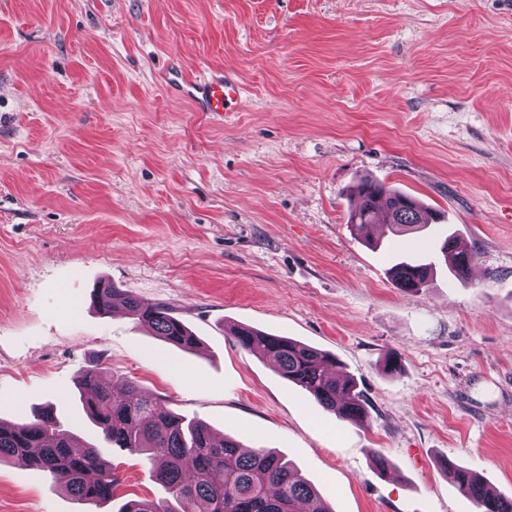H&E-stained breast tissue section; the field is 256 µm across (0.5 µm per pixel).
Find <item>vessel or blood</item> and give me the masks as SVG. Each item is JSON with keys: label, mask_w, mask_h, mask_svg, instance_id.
Instances as JSON below:
<instances>
[{"label": "vessel or blood", "mask_w": 512, "mask_h": 512, "mask_svg": "<svg viewBox=\"0 0 512 512\" xmlns=\"http://www.w3.org/2000/svg\"><path fill=\"white\" fill-rule=\"evenodd\" d=\"M170 83L193 98L198 111L217 116L237 111L242 97L241 84L220 73L188 75L172 73Z\"/></svg>", "instance_id": "obj_1"}]
</instances>
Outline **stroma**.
<instances>
[{
    "label": "stroma",
    "instance_id": "35a3bbf8",
    "mask_svg": "<svg viewBox=\"0 0 512 512\" xmlns=\"http://www.w3.org/2000/svg\"><path fill=\"white\" fill-rule=\"evenodd\" d=\"M175 66L236 73L240 112L194 111ZM363 177L440 223L368 246L348 222ZM451 236L469 278L443 263ZM405 258L435 264L428 288L394 287ZM103 281L173 308L197 350L99 314ZM239 326L335 356L368 421L323 410ZM91 365L283 455L332 512H477L445 459L512 497V0H0V420L51 407L123 498L164 497L88 421ZM112 510L0 463V512Z\"/></svg>",
    "mask_w": 512,
    "mask_h": 512
}]
</instances>
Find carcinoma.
Listing matches in <instances>:
<instances>
[{"instance_id": "cac0c4a2", "label": "carcinoma", "mask_w": 512, "mask_h": 512, "mask_svg": "<svg viewBox=\"0 0 512 512\" xmlns=\"http://www.w3.org/2000/svg\"><path fill=\"white\" fill-rule=\"evenodd\" d=\"M357 203L349 222L360 234L384 216L396 235L418 232L429 224L428 211L414 197L382 182L363 179L355 189ZM454 276L465 279L475 261L469 251H455L447 239L441 246ZM434 275L433 266L402 260L391 267L396 287L418 291ZM102 314L121 304L127 314L148 325L163 341L193 351L198 340L172 308L149 304L111 283H102L91 295ZM237 343L250 353L273 360L278 373L308 393L326 411L361 424L367 403L355 379L343 372L336 358L316 347L285 336L237 327ZM80 399L88 417L111 448L144 455L158 464V480L168 497L129 499L116 512H331L311 483L288 461L262 449L244 451L231 438L215 440L208 426L170 411L159 397L124 383L123 395H112L114 384L104 371L91 366L78 378ZM24 457L44 473L68 472L67 491L77 501L113 500L121 486L116 471L93 447L74 451L73 435L55 416L35 410L32 418L16 423L0 421V463ZM457 491L471 500L477 512H512V498L490 492L475 471L454 462L445 465Z\"/></svg>"}]
</instances>
